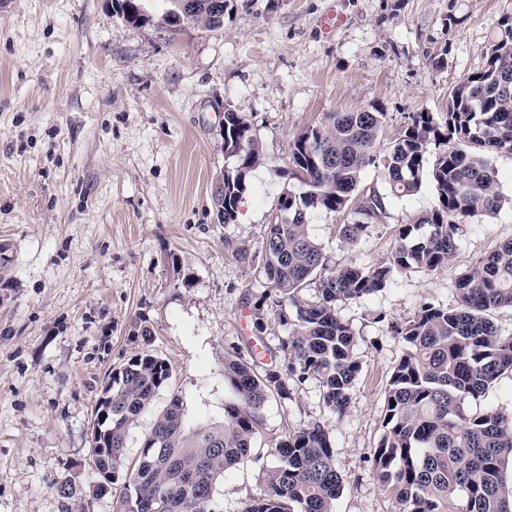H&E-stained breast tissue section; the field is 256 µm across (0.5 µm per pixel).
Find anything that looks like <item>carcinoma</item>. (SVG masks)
<instances>
[{"label":"carcinoma","instance_id":"carcinoma-1","mask_svg":"<svg viewBox=\"0 0 512 512\" xmlns=\"http://www.w3.org/2000/svg\"><path fill=\"white\" fill-rule=\"evenodd\" d=\"M485 72L468 76L448 97L439 123L431 112H415L389 142L381 141L387 113L373 105L334 112L290 144L285 175L302 180V196L282 195L281 210L341 213L354 207L361 222L341 225L353 245L384 212V197L360 192L362 172L381 165L389 192L409 196L427 180L434 206L399 229L401 243L373 266L346 264L324 274L321 245L304 219L270 224L263 237L261 272L270 293L253 305V327L264 331L266 309L278 307L288 335L281 356L264 363L234 345L224 352V381L236 401L224 404L220 421L193 423L180 396L160 412L132 467L125 466L127 432L149 410L171 379V368L147 350L114 370L101 390L91 457L99 481L95 494L123 481L117 512H216L214 493L224 473L261 454L254 447L259 412L266 402L289 394V384L318 381L326 406L344 415L362 369L355 335L336 316V302L363 298L386 288L393 275L450 266L467 228L495 213L503 196L491 151L512 152V19L500 24L487 48ZM224 127V199L215 201L218 223L236 221L249 188L248 176L261 149L244 115L230 113ZM446 146L429 157L431 144ZM318 281L315 296L302 291ZM457 304L424 303L412 320L392 326L405 343L388 382L383 433L371 452V470L396 505V512H512V412L472 413L478 399L502 377L512 376V335L493 314L512 308V239L498 244L455 279ZM292 313L283 311V303ZM275 466L264 473L265 488L242 503L241 512H332L343 493L328 431L301 428L274 445Z\"/></svg>","mask_w":512,"mask_h":512}]
</instances>
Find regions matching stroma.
I'll use <instances>...</instances> for the list:
<instances>
[{"label":"stroma","instance_id":"stroma-1","mask_svg":"<svg viewBox=\"0 0 512 512\" xmlns=\"http://www.w3.org/2000/svg\"><path fill=\"white\" fill-rule=\"evenodd\" d=\"M144 6L151 19L136 26L112 0H0V512H114L122 484L93 492L92 426L108 375L142 348L172 379L129 429L128 462L172 396L190 417H222L233 399L224 351L258 338L251 313L268 288L253 257L267 226L286 219L284 190L306 191L282 176L293 137L373 105L387 114V140L413 113L444 121L450 91L485 69L512 17V0H226L222 26L168 27L162 0ZM331 14L341 22L328 29ZM228 107L262 160L225 226L212 192L232 164ZM488 159L505 203L461 237L452 268L398 274L337 303L362 363L347 414L330 412L314 380L260 412L259 448L313 422L328 429L345 485L333 512H395L368 462L405 348L391 327L424 302L454 305L457 272L512 238V152ZM360 187L383 194L386 209L356 244L340 236L352 212L307 213L327 269L386 260L401 225L435 201L427 182L390 195L377 164ZM276 462L226 472L220 512L259 495ZM63 480L75 493H59Z\"/></svg>","mask_w":512,"mask_h":512}]
</instances>
